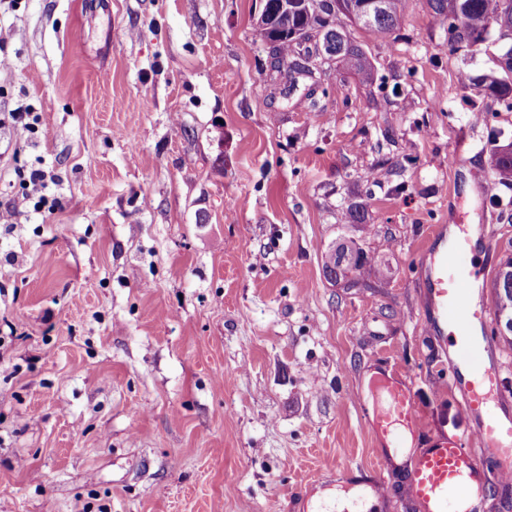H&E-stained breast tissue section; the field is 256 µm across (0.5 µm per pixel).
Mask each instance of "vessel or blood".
I'll use <instances>...</instances> for the list:
<instances>
[{
  "mask_svg": "<svg viewBox=\"0 0 512 512\" xmlns=\"http://www.w3.org/2000/svg\"><path fill=\"white\" fill-rule=\"evenodd\" d=\"M472 240L456 225L450 240L440 241L427 258L430 330L451 336L453 371L463 415L474 423L480 449L468 448L462 437L444 435L427 447L408 448L405 432L415 426L418 400L406 380L386 377L384 408L365 422L383 447L381 469L362 483L363 495L382 500L387 494L383 471L407 475L406 497L419 512H483L493 484H512V414L502 408L498 369L488 359L485 325L489 310L472 304L481 278L469 256Z\"/></svg>",
  "mask_w": 512,
  "mask_h": 512,
  "instance_id": "1",
  "label": "vessel or blood"
}]
</instances>
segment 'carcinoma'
<instances>
[{"mask_svg":"<svg viewBox=\"0 0 512 512\" xmlns=\"http://www.w3.org/2000/svg\"><path fill=\"white\" fill-rule=\"evenodd\" d=\"M333 0H265L258 18V28L265 39L279 45L275 69L288 76V91L298 86L306 75L299 63L300 47L296 34L311 32L324 41L328 36L336 40V63L346 70L373 80V70L362 48L354 44L344 30L341 18L355 22L351 8L360 0H345L346 8L332 6ZM404 0H380L372 22L359 27L380 38H386L404 22ZM434 14L446 24L448 47L452 50L470 48L481 41L489 28L496 26L512 31V0H431ZM502 74L482 79L483 87L496 103L512 112V46L500 57ZM494 177L512 187V145L501 149L493 165ZM371 263L367 252L354 242H342L325 253L323 270L335 273V280H350V274ZM495 313L512 318V284L494 277Z\"/></svg>","mask_w":512,"mask_h":512,"instance_id":"1","label":"carcinoma"}]
</instances>
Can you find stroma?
I'll return each mask as SVG.
<instances>
[{"label": "stroma", "instance_id": "stroma-1", "mask_svg": "<svg viewBox=\"0 0 512 512\" xmlns=\"http://www.w3.org/2000/svg\"><path fill=\"white\" fill-rule=\"evenodd\" d=\"M264 3L0 0V512H296L336 468L377 469L364 418L395 374L413 447H477L421 257L440 226H478L493 306L512 112L480 80L512 41L450 51L430 0H405L392 38L345 26L373 84L326 64L284 99ZM405 157V191L376 179ZM343 239L383 287L326 278ZM494 177L512 187V145L500 149L493 165Z\"/></svg>", "mask_w": 512, "mask_h": 512}]
</instances>
